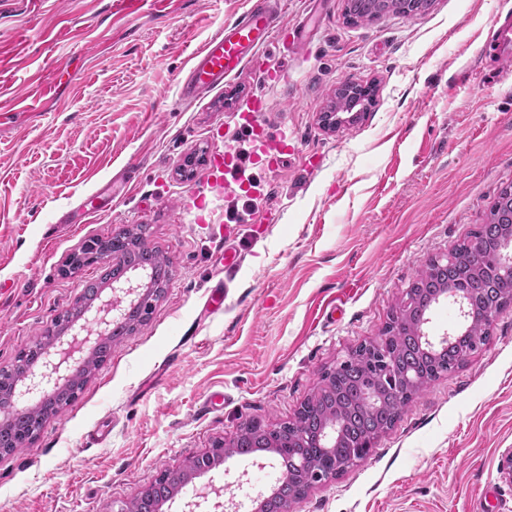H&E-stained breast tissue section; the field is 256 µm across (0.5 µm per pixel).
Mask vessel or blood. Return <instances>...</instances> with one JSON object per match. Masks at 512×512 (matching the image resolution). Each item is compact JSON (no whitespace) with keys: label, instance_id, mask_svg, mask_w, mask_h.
I'll return each mask as SVG.
<instances>
[{"label":"vessel or blood","instance_id":"obj_1","mask_svg":"<svg viewBox=\"0 0 512 512\" xmlns=\"http://www.w3.org/2000/svg\"><path fill=\"white\" fill-rule=\"evenodd\" d=\"M275 43L288 48H303L308 36L303 27L288 25L281 0H250V5L235 20L225 23L223 30L204 42L192 55L186 77L181 81L178 99L194 102L209 93L223 89L225 81L244 68H251L258 78H273L278 65L266 50ZM485 55L494 57L503 72L512 71V8L496 16L484 41ZM268 105L254 95L235 109V125L247 128L251 149L248 157L216 148L206 176L207 184L216 192L231 191L235 196L255 199L258 185L246 173L248 165L277 167L284 155L294 148L287 130H272L263 121ZM195 224L209 228L216 239L225 236L223 225L209 224L205 216V198L191 192L187 203Z\"/></svg>","mask_w":512,"mask_h":512}]
</instances>
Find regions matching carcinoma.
<instances>
[{
    "label": "carcinoma",
    "instance_id": "1",
    "mask_svg": "<svg viewBox=\"0 0 512 512\" xmlns=\"http://www.w3.org/2000/svg\"><path fill=\"white\" fill-rule=\"evenodd\" d=\"M431 0H347L348 15L352 22L365 24L386 14H411L426 11ZM512 222V187L503 188L491 205L485 223L478 225L472 238L481 243L482 265L474 268L464 259L470 244H462L454 250V259L446 264L431 261L412 289L419 300L440 298L445 292L455 289L466 293L469 307L485 311H497L512 303V272L501 269L497 260L498 241L505 225ZM147 226L139 224L116 236L93 240L98 258L111 254L118 262L109 267L103 282L113 284L121 281L128 272L136 269L148 273L150 288L143 303L130 311L117 325L112 334L85 361L69 386L51 398L33 403L23 409L14 419L0 425V455H10L22 450L32 442L49 418L63 412L76 400L88 379L110 359L112 343L135 333L149 318L153 302L164 294L169 281V260L160 251L145 244ZM99 286L86 284L79 301L71 310L59 317L55 332L83 316L94 304ZM431 309L424 316L406 315L392 319L385 336L389 342L379 348L371 343L359 347L349 364L322 374L321 381L333 383L334 390L317 393L299 411L296 419L282 425L279 434L280 446L271 448L272 441L259 433V427L247 426L240 430L231 448V456H250L258 451H273L288 464V476L282 483L276 499H295L303 486L297 464L304 462L322 475L350 466L362 458L369 445L382 432L390 429L400 416L403 407L417 390L395 397L385 394L382 402L372 408H364L357 402L358 389L367 384H380L386 380L389 364H394L400 373L417 375L422 384L451 374L460 368L466 358L488 341L486 326L479 320L465 316V324L450 338L425 352L421 349L420 328L429 318ZM51 341V335L34 346L22 350L15 364L9 369H0V398L9 401L19 389L38 357L40 350ZM341 416L340 438L334 448H319L314 437L330 415ZM178 485L154 484L146 494L137 499L134 512H158L161 504L180 494Z\"/></svg>",
    "mask_w": 512,
    "mask_h": 512
}]
</instances>
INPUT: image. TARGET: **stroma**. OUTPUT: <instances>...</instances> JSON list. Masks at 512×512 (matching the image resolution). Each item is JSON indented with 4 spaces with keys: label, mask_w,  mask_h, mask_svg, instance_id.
Listing matches in <instances>:
<instances>
[{
    "label": "stroma",
    "mask_w": 512,
    "mask_h": 512,
    "mask_svg": "<svg viewBox=\"0 0 512 512\" xmlns=\"http://www.w3.org/2000/svg\"><path fill=\"white\" fill-rule=\"evenodd\" d=\"M309 46L280 81L243 70L202 100L178 85L193 51L249 0H0V367L72 308L99 262L64 273L93 237L136 224L172 276L148 323L113 344L84 392L27 448L0 458V512H102L164 470L185 469L243 424L292 420L322 372L380 339L429 260L470 240L512 186V79L479 55L501 0H432L423 13L347 24L346 0L308 16ZM344 82L374 104L320 119ZM269 101L295 150L253 168L265 196L218 197L204 182L210 130L250 150L231 112ZM236 220L222 248L223 304L203 307L218 248L192 226L186 195ZM78 222L68 230L60 220ZM456 372L429 383L357 466L311 487L291 512H512V304ZM224 401L208 403L211 393ZM273 454L226 459L197 487L224 498L257 485Z\"/></svg>",
    "instance_id": "stroma-1"
}]
</instances>
